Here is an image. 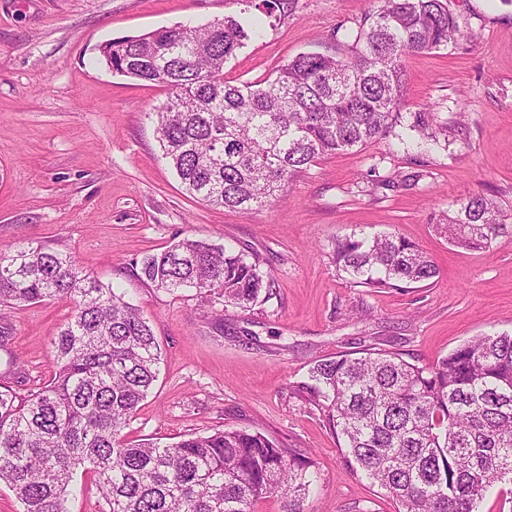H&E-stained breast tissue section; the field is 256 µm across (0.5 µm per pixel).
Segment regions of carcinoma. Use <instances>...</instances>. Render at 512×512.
I'll return each instance as SVG.
<instances>
[{"instance_id": "obj_1", "label": "carcinoma", "mask_w": 512, "mask_h": 512, "mask_svg": "<svg viewBox=\"0 0 512 512\" xmlns=\"http://www.w3.org/2000/svg\"><path fill=\"white\" fill-rule=\"evenodd\" d=\"M351 54L300 53L262 82L224 79V65L256 31L226 16L99 46L112 72L161 85L155 111L162 157L184 190L243 213L273 205L320 158L396 137L448 145L431 103L405 112L404 57L465 37L448 0H373ZM435 229L482 250L512 241V206L473 193ZM335 261L365 288H406L436 277L419 245L393 233L336 241ZM139 278L168 292L245 308L274 279L231 245L183 238L140 260ZM74 303L52 339L54 375L22 394L0 385V483L23 512H68L77 471L94 475L104 512H254L272 494L304 512L314 472L256 428L187 434L170 445L123 435L157 379L162 351L125 295L41 244L0 252V307ZM344 444L352 472L397 512H480L485 492L512 483V335L476 336L430 366L395 355L341 354L301 386Z\"/></svg>"}]
</instances>
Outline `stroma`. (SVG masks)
I'll return each mask as SVG.
<instances>
[{
    "instance_id": "stroma-1",
    "label": "stroma",
    "mask_w": 512,
    "mask_h": 512,
    "mask_svg": "<svg viewBox=\"0 0 512 512\" xmlns=\"http://www.w3.org/2000/svg\"><path fill=\"white\" fill-rule=\"evenodd\" d=\"M371 0H290L261 39L225 65L261 81L303 52L347 54L337 28L358 29ZM473 40L405 57V103L448 120V146L406 153L388 137L325 157L292 178L286 198L249 214L190 196L161 157L150 112L165 88L112 73L106 40L161 27L255 16L244 0H0V250L33 242L71 256L125 291L162 349L158 378L127 428L171 444L190 433L255 427L311 456L305 512H396L358 478L322 414L299 388L322 359L363 349L432 365L482 334L512 333V243L451 246L441 212L475 192L512 205V5L448 0ZM380 176L420 173L410 187ZM394 232L431 253L439 274L412 288H364L336 266L337 238ZM237 248L271 272L268 300L247 309L156 290L136 261L184 237ZM60 300L0 313V374L15 357L29 390L56 370Z\"/></svg>"
}]
</instances>
